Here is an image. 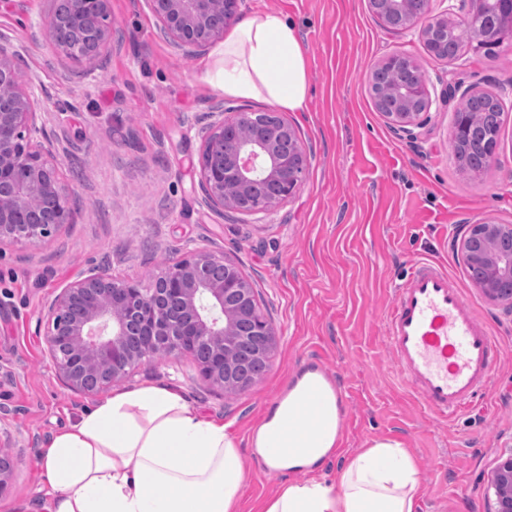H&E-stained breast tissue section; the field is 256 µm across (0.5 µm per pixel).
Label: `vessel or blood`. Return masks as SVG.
Here are the masks:
<instances>
[{
	"label": "vessel or blood",
	"instance_id": "b4317fda",
	"mask_svg": "<svg viewBox=\"0 0 512 512\" xmlns=\"http://www.w3.org/2000/svg\"><path fill=\"white\" fill-rule=\"evenodd\" d=\"M386 333L403 379L427 407L451 416L488 384L501 354L447 272L424 260L398 289Z\"/></svg>",
	"mask_w": 512,
	"mask_h": 512
}]
</instances>
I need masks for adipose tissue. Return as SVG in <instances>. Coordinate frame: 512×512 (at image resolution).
I'll list each match as a JSON object with an SVG mask.
<instances>
[{
  "label": "adipose tissue",
  "instance_id": "1",
  "mask_svg": "<svg viewBox=\"0 0 512 512\" xmlns=\"http://www.w3.org/2000/svg\"><path fill=\"white\" fill-rule=\"evenodd\" d=\"M206 81L232 99L261 98L295 112L308 93L294 24L267 13L224 38ZM337 397L305 373L250 444L266 466L308 471L263 512H417V470L402 442L375 440L339 480L318 468L336 446ZM49 512H234L245 483L241 454L223 424L192 410L167 386L115 390L82 411L42 453Z\"/></svg>",
  "mask_w": 512,
  "mask_h": 512
}]
</instances>
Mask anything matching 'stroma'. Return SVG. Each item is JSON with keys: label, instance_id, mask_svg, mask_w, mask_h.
Instances as JSON below:
<instances>
[{"label": "stroma", "instance_id": "1", "mask_svg": "<svg viewBox=\"0 0 512 512\" xmlns=\"http://www.w3.org/2000/svg\"><path fill=\"white\" fill-rule=\"evenodd\" d=\"M53 8L0 0V45L34 88L74 212L39 244L0 246V445L14 461L0 512H47L42 452L94 401L66 387L49 357V301L89 270L141 280L196 249L224 254L250 280L281 334L268 371L228 393L190 356L171 355L123 385L174 387L229 424L247 473L239 512H261L288 480L264 471L249 441L279 386L315 356L338 379L343 408V441L323 473L338 477L366 442L396 438L418 465L421 512H486L487 476L512 453V315L474 286L453 240L464 224H512V38L493 59L467 50L440 60L417 32L384 29L367 0H242L243 18L274 10L295 24L310 83L303 109L283 114L309 155L305 180L279 208L247 216L211 209L198 185L204 129L232 104L204 80L213 51L174 44L148 0H111V47L76 62L42 32ZM393 52L429 84L460 81L500 98V144L483 174L460 171L450 153L458 99L433 104L415 141L376 111L370 69ZM420 259L447 271L502 351L483 395L450 420L413 394L386 345V315Z\"/></svg>", "mask_w": 512, "mask_h": 512}]
</instances>
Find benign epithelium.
<instances>
[{
	"label": "benign epithelium",
	"instance_id": "7a95c632",
	"mask_svg": "<svg viewBox=\"0 0 512 512\" xmlns=\"http://www.w3.org/2000/svg\"><path fill=\"white\" fill-rule=\"evenodd\" d=\"M109 2L69 0L68 11H52L43 28L54 48L77 62L97 61L112 44ZM238 2L149 0L163 33L194 51L224 37L240 20ZM418 4L420 0H369L372 14L386 30L416 29L434 54L450 24L448 12L433 14ZM460 9L465 15L457 27L512 28V0H460ZM411 63L409 56L392 53L373 65L370 76ZM412 78L411 84L391 91V110H384L378 98L374 103L391 128L416 140L433 103L448 100L458 88L443 82L433 95L419 70ZM266 115L270 126L280 128V139L258 125L246 139L225 140L253 116L234 108L206 129L199 185L212 208L245 215L270 211L301 187L309 165L306 149L279 112L269 110ZM475 130L471 114L455 113L456 141L470 138ZM44 139L32 86L1 46L0 244H36L71 223L68 196ZM257 179L271 182L276 192L255 205L249 194ZM455 246L464 267L483 265L484 276L476 287L512 313V299L504 297L506 287H512V224H466ZM44 319L47 350L60 378L88 395L123 381L154 356L172 353L192 356L211 385L244 390L251 380L252 360H268L277 341L272 322L259 309L239 266L203 249L158 268L147 286L90 272L54 296ZM13 468L10 455L0 448V494L9 487ZM488 489L494 499L487 512H512V454L498 463Z\"/></svg>",
	"mask_w": 512,
	"mask_h": 512
}]
</instances>
